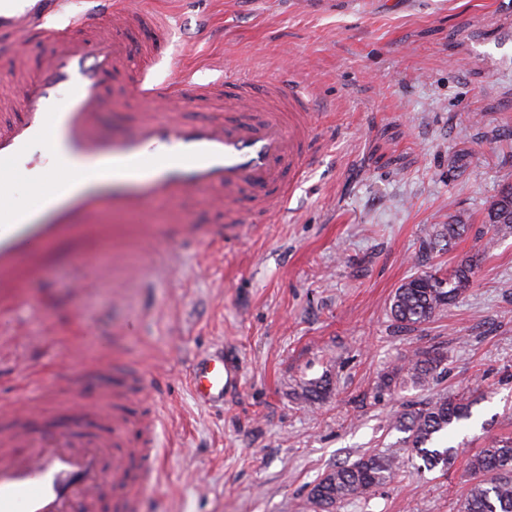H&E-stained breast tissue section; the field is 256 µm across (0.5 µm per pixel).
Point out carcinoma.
I'll use <instances>...</instances> for the list:
<instances>
[{
	"label": "carcinoma",
	"mask_w": 512,
	"mask_h": 512,
	"mask_svg": "<svg viewBox=\"0 0 512 512\" xmlns=\"http://www.w3.org/2000/svg\"><path fill=\"white\" fill-rule=\"evenodd\" d=\"M487 230L476 237L477 251L490 250L499 239L512 234V185L504 187L490 204ZM469 230V225L452 220L433 230L427 244L451 246ZM474 265L465 262L448 274L425 272L410 277L396 288L390 314L403 329H414L459 299L473 283ZM444 356L434 350L417 349L405 363L386 373L387 387L409 381L425 386L438 377ZM472 402L458 395H442L414 404L399 415L394 428L407 433V455L418 457L424 468L448 469L454 447L442 442L448 430L471 416ZM405 464L399 455L372 452L346 461L323 475L311 489V501L320 512H338L340 505L370 495L389 481ZM473 482L457 512H512V437H491L487 447L469 464Z\"/></svg>",
	"instance_id": "cac0c4a2"
}]
</instances>
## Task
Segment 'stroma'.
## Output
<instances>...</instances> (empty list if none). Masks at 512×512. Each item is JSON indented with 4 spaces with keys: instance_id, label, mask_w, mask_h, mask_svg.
I'll list each match as a JSON object with an SVG mask.
<instances>
[{
    "instance_id": "1",
    "label": "stroma",
    "mask_w": 512,
    "mask_h": 512,
    "mask_svg": "<svg viewBox=\"0 0 512 512\" xmlns=\"http://www.w3.org/2000/svg\"><path fill=\"white\" fill-rule=\"evenodd\" d=\"M162 10L165 58L128 64L132 80L239 66L315 91L324 145L285 213L204 240L169 264L174 229L145 222L148 252L122 242L86 258L84 226L44 247L27 305L0 317V402L39 405L82 361L141 366L163 463L141 512H315L313 484L338 463L402 451L405 405L440 393L473 402L449 435L447 472L408 464L340 512H456L471 457L512 436V235L488 253L474 238L512 184V0H130ZM455 218L465 236L428 247ZM473 260L459 301L414 330L390 315L396 288ZM446 357L432 384L388 391L383 373L414 350ZM223 350L240 380L200 405L189 371ZM327 381L318 398L304 384Z\"/></svg>"
}]
</instances>
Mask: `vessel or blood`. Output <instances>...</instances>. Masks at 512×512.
Masks as SVG:
<instances>
[{"label": "vessel or blood", "mask_w": 512, "mask_h": 512, "mask_svg": "<svg viewBox=\"0 0 512 512\" xmlns=\"http://www.w3.org/2000/svg\"><path fill=\"white\" fill-rule=\"evenodd\" d=\"M100 2L94 23L84 16L39 29L0 28V52L14 60H23L30 44L51 47L37 78L14 76L10 95L0 97V175L10 182L28 175L35 183L25 209L0 194L1 311L22 303L34 252L71 225L132 223L161 205L180 237L231 238L246 218L262 220L284 207L317 155L311 97L273 75L188 77L152 87L139 81L113 92V75L130 57L162 56L168 21L125 0ZM160 95L171 109L128 112L122 127L106 131L105 105L126 110ZM201 106L205 114L186 117V109ZM192 195L207 198L216 223H189L182 203ZM233 379L220 354L198 358L190 371L204 405L222 401ZM68 381L72 422L51 440L32 431L38 409L0 404V512H93L108 484L123 512H137L160 469L157 419H130L110 401L138 394L143 371L121 360L86 363ZM87 389L104 400L111 437L85 424Z\"/></svg>", "instance_id": "vessel-or-blood-1"}]
</instances>
